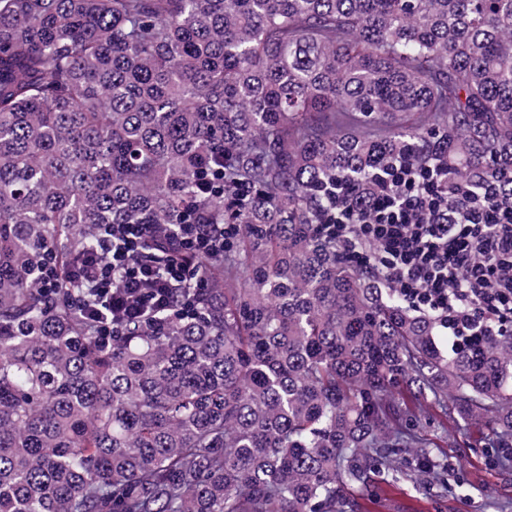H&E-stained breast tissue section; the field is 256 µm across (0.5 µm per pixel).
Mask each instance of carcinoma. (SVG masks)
Instances as JSON below:
<instances>
[{
  "instance_id": "obj_1",
  "label": "carcinoma",
  "mask_w": 512,
  "mask_h": 512,
  "mask_svg": "<svg viewBox=\"0 0 512 512\" xmlns=\"http://www.w3.org/2000/svg\"><path fill=\"white\" fill-rule=\"evenodd\" d=\"M408 150L512 199V0H0V512H358L444 485L429 396L512 449V335L443 353L317 228ZM99 224L242 231L104 343Z\"/></svg>"
}]
</instances>
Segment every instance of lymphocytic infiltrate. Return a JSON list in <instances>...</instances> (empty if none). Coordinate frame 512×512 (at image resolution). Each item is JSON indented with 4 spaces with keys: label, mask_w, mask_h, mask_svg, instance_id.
Masks as SVG:
<instances>
[{
    "label": "lymphocytic infiltrate",
    "mask_w": 512,
    "mask_h": 512,
    "mask_svg": "<svg viewBox=\"0 0 512 512\" xmlns=\"http://www.w3.org/2000/svg\"><path fill=\"white\" fill-rule=\"evenodd\" d=\"M323 231L347 256L381 270L396 301L435 313L452 350L512 333V204L498 186L449 183L443 164H390L376 188L338 185L326 199ZM150 234L200 259L223 253L220 224H102L70 278L93 296L99 334L120 321L168 310L173 290L204 287L196 268L163 264L141 249Z\"/></svg>",
    "instance_id": "obj_1"
}]
</instances>
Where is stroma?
Wrapping results in <instances>:
<instances>
[{"instance_id":"35a3bbf8","label":"stroma","mask_w":512,"mask_h":512,"mask_svg":"<svg viewBox=\"0 0 512 512\" xmlns=\"http://www.w3.org/2000/svg\"><path fill=\"white\" fill-rule=\"evenodd\" d=\"M430 458L444 470L447 494L406 477L375 479L370 512H512V456L492 445L478 424L448 421L432 401L418 410Z\"/></svg>"}]
</instances>
